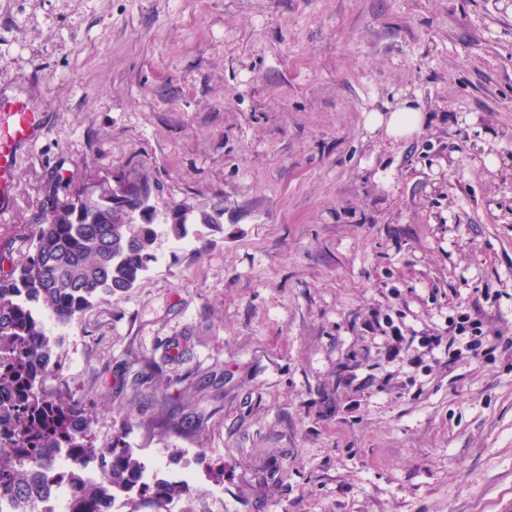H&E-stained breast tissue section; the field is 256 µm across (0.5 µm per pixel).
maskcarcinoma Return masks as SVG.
Listing matches in <instances>:
<instances>
[{"mask_svg":"<svg viewBox=\"0 0 512 512\" xmlns=\"http://www.w3.org/2000/svg\"><path fill=\"white\" fill-rule=\"evenodd\" d=\"M150 200V185L141 179L72 191L56 178L35 226L32 253L0 275V498L8 497L12 512H38L48 493L39 473L44 463L60 459L78 472L105 454L89 439L93 420L83 406L70 397L51 398L41 388L52 350L44 317L68 326L95 301L133 288L156 260L158 212L168 211V230L178 239L197 219L214 223L210 214L195 216L186 202L158 206ZM112 453V485L78 477L84 495L137 489L152 512H162L178 495L166 481H143L147 467L129 449Z\"/></svg>","mask_w":512,"mask_h":512,"instance_id":"cac0c4a2","label":"carcinoma"}]
</instances>
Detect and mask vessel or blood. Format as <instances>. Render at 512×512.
Returning <instances> with one entry per match:
<instances>
[{
	"label": "vessel or blood",
	"mask_w": 512,
	"mask_h": 512,
	"mask_svg": "<svg viewBox=\"0 0 512 512\" xmlns=\"http://www.w3.org/2000/svg\"><path fill=\"white\" fill-rule=\"evenodd\" d=\"M43 129L41 113L24 102L0 98V214L14 205L12 177L19 148L35 141Z\"/></svg>",
	"instance_id": "1"
}]
</instances>
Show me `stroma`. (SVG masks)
Segmentation results:
<instances>
[{"label":"stroma","mask_w":512,"mask_h":512,"mask_svg":"<svg viewBox=\"0 0 512 512\" xmlns=\"http://www.w3.org/2000/svg\"><path fill=\"white\" fill-rule=\"evenodd\" d=\"M426 124L365 128L396 94ZM0 97L45 118L0 215L25 259L53 179L147 180L216 224L48 325L49 396L170 512H512V351L393 352L367 327L512 337V8L499 0H0ZM444 330V333L448 332V334L454 332L453 335L448 336V353L455 344H458L453 350L456 351L455 355L462 354L464 349L473 360L481 363L499 348L504 352L512 349L511 337H505L503 331L499 329H485L483 321L478 317H473L466 310L457 312L451 325L444 328Z\"/></svg>","instance_id":"35a3bbf8"}]
</instances>
